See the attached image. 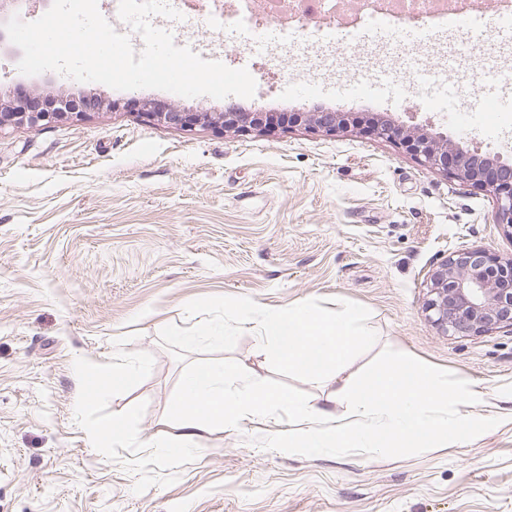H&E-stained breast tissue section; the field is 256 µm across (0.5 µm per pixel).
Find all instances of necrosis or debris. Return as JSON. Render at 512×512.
I'll list each match as a JSON object with an SVG mask.
<instances>
[{"label":"necrosis or debris","mask_w":512,"mask_h":512,"mask_svg":"<svg viewBox=\"0 0 512 512\" xmlns=\"http://www.w3.org/2000/svg\"><path fill=\"white\" fill-rule=\"evenodd\" d=\"M341 0H211L202 21L221 32L233 22L248 27L249 52L268 48L265 33L275 28L284 44L314 41L333 46L356 41L367 34L377 37L425 33L434 28L461 31L468 28L472 6L468 0H421L410 11L408 0H357L343 28L327 24Z\"/></svg>","instance_id":"1"}]
</instances>
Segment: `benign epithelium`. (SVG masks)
I'll use <instances>...</instances> for the list:
<instances>
[{"instance_id": "obj_1", "label": "benign epithelium", "mask_w": 512, "mask_h": 512, "mask_svg": "<svg viewBox=\"0 0 512 512\" xmlns=\"http://www.w3.org/2000/svg\"><path fill=\"white\" fill-rule=\"evenodd\" d=\"M88 115L73 110L68 99L46 103L39 94L7 98L0 93V131L18 125L45 126L66 118ZM149 121L186 131L212 128L223 132L262 129L259 112H184L175 105L148 107ZM295 121L325 133L347 127L341 112H301ZM373 135L397 139L428 167L451 174L463 183L495 196L497 223L512 230V160L466 150L419 127L395 124L384 118L374 123ZM424 303L429 322L445 336H482L500 329L512 331V256L502 257L481 246L449 253L427 277Z\"/></svg>"}]
</instances>
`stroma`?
Returning <instances> with one entry per match:
<instances>
[{"label": "stroma", "mask_w": 512, "mask_h": 512, "mask_svg": "<svg viewBox=\"0 0 512 512\" xmlns=\"http://www.w3.org/2000/svg\"><path fill=\"white\" fill-rule=\"evenodd\" d=\"M185 39L206 60L265 76L253 98H186L120 91L56 72H19L21 50L0 41V87L21 96L94 95L88 118L0 131V512H512V331L445 336L423 305L428 273L450 251L481 246L512 255V233L496 222L492 194L424 165L399 142L368 131L381 116L425 125L463 147L512 158V84L488 82L507 67L512 40L493 22L459 32L447 57L427 44L396 46L386 62L408 85L412 63L437 70L404 103L354 83L364 49L310 45L304 66L247 55L234 34L212 48L206 24ZM472 115L449 121L458 93ZM502 112L494 131L479 116ZM188 112L335 111L346 129L326 134L293 122L246 132H187L143 118L145 106ZM246 296L280 309L309 299H344L370 311L377 341L349 363L361 372L392 348L452 371L484 395L493 429L398 458L297 456L256 445L291 424L248 417L203 435L198 457L168 486L133 491L136 473L92 446L75 421L76 358L108 363L115 342L154 357L151 374L109 409H147L139 436L175 435L165 414L187 364L160 330L187 328L188 302ZM224 359L273 378L254 323Z\"/></svg>", "instance_id": "obj_1"}]
</instances>
